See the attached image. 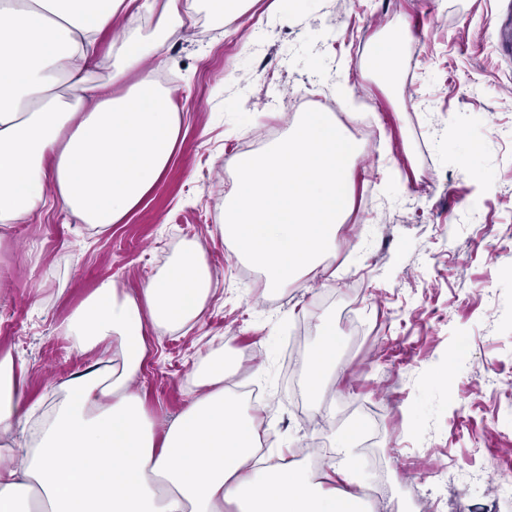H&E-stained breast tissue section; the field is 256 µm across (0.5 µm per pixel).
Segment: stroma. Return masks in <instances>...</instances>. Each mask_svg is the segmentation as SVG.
<instances>
[{
    "mask_svg": "<svg viewBox=\"0 0 512 512\" xmlns=\"http://www.w3.org/2000/svg\"><path fill=\"white\" fill-rule=\"evenodd\" d=\"M197 24L157 69L183 138L144 203L98 234L58 207L0 230V352L25 366L36 402L84 366L56 327L104 279L135 288L186 242L208 257L205 317L147 328L141 376L160 422L190 397L194 364L227 346L244 362L228 385L263 387L275 444L332 451L366 432L386 473L380 512H411L410 487L437 486L430 512H484L512 472V56L502 50L512 0H251L224 17L196 0ZM403 34L389 74L371 75L377 41ZM346 78L347 109L376 138L349 182L352 210L325 279L267 294L217 235L237 145L268 147L285 106L327 97ZM341 367L319 401L301 361L322 324ZM471 353L455 358L459 341ZM471 466L467 492L440 472Z\"/></svg>",
    "mask_w": 512,
    "mask_h": 512,
    "instance_id": "obj_1",
    "label": "stroma"
}]
</instances>
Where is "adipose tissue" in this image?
<instances>
[{
	"label": "adipose tissue",
	"instance_id": "obj_1",
	"mask_svg": "<svg viewBox=\"0 0 512 512\" xmlns=\"http://www.w3.org/2000/svg\"><path fill=\"white\" fill-rule=\"evenodd\" d=\"M153 21L155 39L132 32ZM194 24L182 0H0V227L55 205L98 231L139 207L181 139L169 90L145 63ZM107 65V80L92 79ZM364 153L333 113H298L263 153L231 160L236 184L219 231L264 290L306 285L350 211L346 181ZM213 280L202 246L128 289L101 281L57 327L93 359L35 416L23 368L0 357V512H372L347 446L311 483L284 454H262L263 419L226 380L241 358L212 351L193 368L178 417L157 427L137 381L147 327L200 322ZM321 328L307 389L336 369Z\"/></svg>",
	"mask_w": 512,
	"mask_h": 512
}]
</instances>
